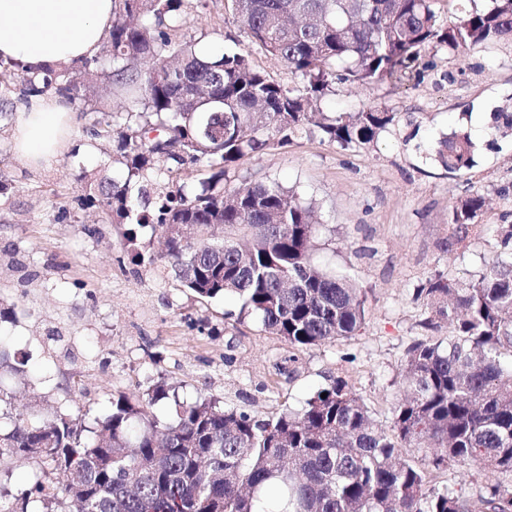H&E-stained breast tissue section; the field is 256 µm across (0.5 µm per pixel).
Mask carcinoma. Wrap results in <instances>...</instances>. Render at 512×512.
Returning <instances> with one entry per match:
<instances>
[{
  "mask_svg": "<svg viewBox=\"0 0 512 512\" xmlns=\"http://www.w3.org/2000/svg\"><path fill=\"white\" fill-rule=\"evenodd\" d=\"M185 0H117L109 32L107 86L135 96L116 127L123 176L83 171L84 199L129 224L127 252L151 266L134 227L165 240L182 286L204 300L234 297L239 315L257 320L294 352L353 335L365 299L347 278L311 261L314 206L277 182L231 183L232 167L282 146L313 127L342 148L366 147L398 122L370 106L328 116L317 101L336 83H400L421 53L456 56L512 43V0L468 9L448 0H230L249 43L285 64L292 87L257 68L245 49L200 58L197 42L171 37L186 25ZM98 59L17 73L0 61V98L51 92L95 103ZM476 143L463 129L439 140L434 160L450 173L475 166ZM211 175L195 186L156 190L186 161ZM485 197L448 207L451 243L483 231ZM496 252L470 278L436 272L417 288L425 306L402 365V394L391 431L375 421L342 376L299 411L257 415L216 398L184 400L161 382L136 399H112L96 426L78 415L50 420L9 416L0 464L35 459L41 474L18 491L8 512H257L264 485L282 491L276 512H512V224L496 225ZM445 338L435 336L443 325ZM326 397H321L322 393ZM173 401L169 420L151 413ZM414 447L424 465L401 449ZM478 463L501 475L475 499L433 484L432 472Z\"/></svg>",
  "mask_w": 512,
  "mask_h": 512,
  "instance_id": "carcinoma-1",
  "label": "carcinoma"
}]
</instances>
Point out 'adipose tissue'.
<instances>
[{"mask_svg": "<svg viewBox=\"0 0 512 512\" xmlns=\"http://www.w3.org/2000/svg\"><path fill=\"white\" fill-rule=\"evenodd\" d=\"M114 0H0V60L35 74L93 57L111 25ZM67 104L35 96L14 125L17 154L35 165L57 162L70 131Z\"/></svg>", "mask_w": 512, "mask_h": 512, "instance_id": "obj_1", "label": "adipose tissue"}]
</instances>
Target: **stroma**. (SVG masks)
<instances>
[{"instance_id": "1", "label": "stroma", "mask_w": 512, "mask_h": 512, "mask_svg": "<svg viewBox=\"0 0 512 512\" xmlns=\"http://www.w3.org/2000/svg\"><path fill=\"white\" fill-rule=\"evenodd\" d=\"M182 33L215 48L249 49L253 63L283 85L295 74L249 47L227 0H185ZM422 78L379 87L337 85L322 111L369 106L398 112L376 144L341 149L310 130L265 154L241 160L237 182L276 181L317 211L311 259L364 291L365 322L355 335L300 352L293 377L278 369L289 348L254 320H239L232 299L203 301L182 288L158 234L141 231L150 267L123 246L127 227L109 223L82 200L80 170L118 176L114 142L96 138L99 112L130 106L120 89L94 112L74 115L69 145L54 167L32 166L13 149V122H0V348L25 361L0 375V409L42 420L80 412L105 417L115 394L142 393L155 381L180 398L215 397L225 407L271 412L300 409L330 375L345 376L390 428L410 343L422 337L424 308L414 291L432 273L481 270L494 251L492 232L445 249L448 208L478 191L489 200L483 221L512 216V136L494 135L492 115L512 112V45L474 49L459 60L438 54ZM468 129L477 164L448 173L434 159L449 128Z\"/></svg>"}]
</instances>
